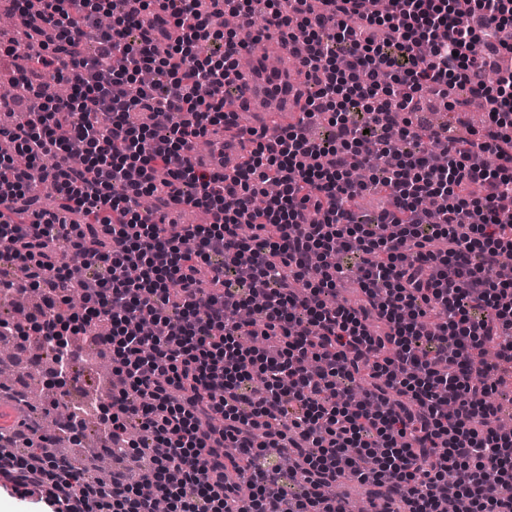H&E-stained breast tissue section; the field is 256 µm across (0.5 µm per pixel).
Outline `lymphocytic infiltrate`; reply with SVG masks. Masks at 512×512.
Masks as SVG:
<instances>
[{
	"label": "lymphocytic infiltrate",
	"mask_w": 512,
	"mask_h": 512,
	"mask_svg": "<svg viewBox=\"0 0 512 512\" xmlns=\"http://www.w3.org/2000/svg\"><path fill=\"white\" fill-rule=\"evenodd\" d=\"M469 4L464 28L457 0H13L36 63L78 76L64 99L33 89L36 112L8 131L26 164L0 156V294H40L36 320L0 333L52 347L65 380L94 331L119 381L104 439L150 459L157 495L19 454L2 431L0 481L46 512H348L327 493L347 478L374 512H512V431L492 400L512 364V69L485 77L512 56V0ZM300 30L305 122L202 170L200 139L236 124L243 38ZM430 99L484 102L485 129L432 125ZM314 118L327 136L308 134ZM180 205L209 223L167 225Z\"/></svg>",
	"instance_id": "obj_1"
}]
</instances>
